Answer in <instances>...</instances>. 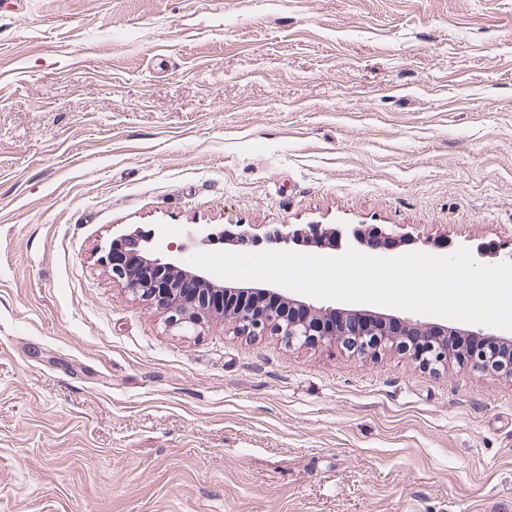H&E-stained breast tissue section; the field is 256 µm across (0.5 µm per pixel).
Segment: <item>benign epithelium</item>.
Listing matches in <instances>:
<instances>
[{
    "mask_svg": "<svg viewBox=\"0 0 512 512\" xmlns=\"http://www.w3.org/2000/svg\"><path fill=\"white\" fill-rule=\"evenodd\" d=\"M190 237L202 243H229L316 247L335 252L342 241L366 243L392 251L412 238L379 225H358L349 229L307 224L292 228L283 224L258 233L250 229L226 228L216 233L208 225L195 224ZM187 245L164 239L162 229H135L114 237L103 263L112 278L129 293L153 304L171 327L195 329L214 319L234 325L246 336L270 332L290 345H332L358 355H373L387 347L413 355L426 367L468 363L493 372L512 375V355L497 362L483 349L472 347L458 352L448 345L446 336L487 335L482 329L451 327L420 318L400 317L365 310L318 307L297 299L284 288L227 282L191 265L184 257Z\"/></svg>",
    "mask_w": 512,
    "mask_h": 512,
    "instance_id": "7a95c632",
    "label": "benign epithelium"
}]
</instances>
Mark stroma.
<instances>
[{"instance_id": "1", "label": "stroma", "mask_w": 512, "mask_h": 512, "mask_svg": "<svg viewBox=\"0 0 512 512\" xmlns=\"http://www.w3.org/2000/svg\"><path fill=\"white\" fill-rule=\"evenodd\" d=\"M190 224L512 255V0H0V512H499L512 377L169 329Z\"/></svg>"}]
</instances>
